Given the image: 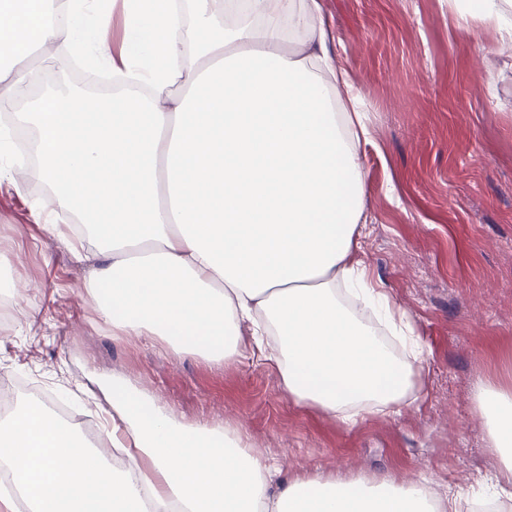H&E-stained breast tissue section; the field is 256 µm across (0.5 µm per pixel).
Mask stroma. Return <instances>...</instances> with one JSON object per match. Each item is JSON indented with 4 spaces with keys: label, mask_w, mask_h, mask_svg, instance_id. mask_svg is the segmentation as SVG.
I'll list each match as a JSON object with an SVG mask.
<instances>
[{
    "label": "stroma",
    "mask_w": 512,
    "mask_h": 512,
    "mask_svg": "<svg viewBox=\"0 0 512 512\" xmlns=\"http://www.w3.org/2000/svg\"><path fill=\"white\" fill-rule=\"evenodd\" d=\"M328 48L369 131L354 262L405 311L424 354L419 401L346 425L295 403L275 370L167 354L147 336L116 339L83 280L88 265L31 215L45 186H0V255L25 330L0 336V381L24 377L77 414L108 418L96 374H118L190 423L239 431L280 479L304 472L385 475L455 489L468 512L498 460L476 411L477 379L512 389V45L489 22H461L450 0H320ZM41 57L37 86L88 85L66 48Z\"/></svg>",
    "instance_id": "35a3bbf8"
}]
</instances>
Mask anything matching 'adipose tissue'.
Here are the masks:
<instances>
[{"instance_id":"1","label":"adipose tissue","mask_w":512,"mask_h":512,"mask_svg":"<svg viewBox=\"0 0 512 512\" xmlns=\"http://www.w3.org/2000/svg\"><path fill=\"white\" fill-rule=\"evenodd\" d=\"M123 0L120 52L99 0H0V111L35 134L49 237L76 220L95 247L84 288L118 338L213 363H268L297 402L346 424L418 400L423 355L405 314L351 260L364 221L356 162L368 130L327 49L318 0ZM512 42V0H467ZM297 42L295 54L285 44ZM67 43L123 74L118 91L30 98L33 50ZM108 470L40 405L0 418V467L32 512H444L424 483L336 475L269 490L272 465L239 434L189 425L101 379ZM489 448L512 475V391L478 383Z\"/></svg>"}]
</instances>
